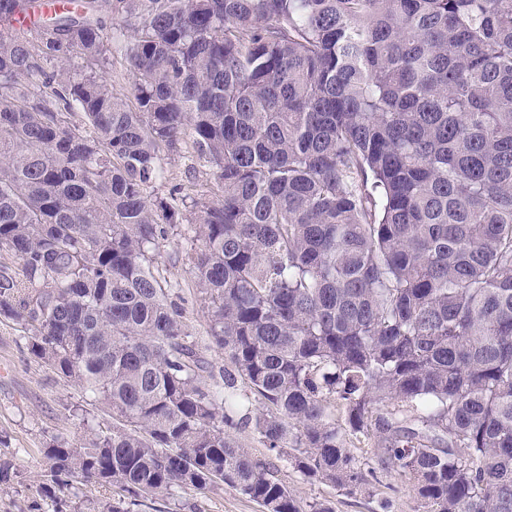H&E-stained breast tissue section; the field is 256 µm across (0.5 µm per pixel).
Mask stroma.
<instances>
[{"mask_svg": "<svg viewBox=\"0 0 512 512\" xmlns=\"http://www.w3.org/2000/svg\"><path fill=\"white\" fill-rule=\"evenodd\" d=\"M162 166V178L154 186L157 195H169L176 188L185 195H209L216 189L209 167L198 158L191 142L164 151ZM157 264L178 288L186 329L192 336L206 338L207 305L182 259L181 243L173 241L162 248ZM112 424L110 412L92 405L80 389L31 358L20 329L0 319V461H9L15 473L14 480L0 490V512H18L19 505L34 499L45 470L43 451L52 437L80 443L88 437V426L107 428ZM236 436L253 456L270 464L302 505L326 503L333 512H418L420 508L411 485L395 473H379L371 494L349 495L302 476L269 452L251 428L239 429ZM140 512H259V508L237 491L221 487L204 495L179 491L157 500L155 508L144 507Z\"/></svg>", "mask_w": 512, "mask_h": 512, "instance_id": "1", "label": "stroma"}]
</instances>
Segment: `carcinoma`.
I'll return each mask as SVG.
<instances>
[{"label":"carcinoma","instance_id":"cac0c4a2","mask_svg":"<svg viewBox=\"0 0 512 512\" xmlns=\"http://www.w3.org/2000/svg\"><path fill=\"white\" fill-rule=\"evenodd\" d=\"M184 140L217 193L151 194ZM185 232L212 387L155 265ZM0 318L116 419L50 441L32 509L222 485L332 512L250 425L349 494L380 469L423 512H512V0H0ZM103 77L112 85L113 93L127 99L129 104L133 102L130 95L132 76L124 60L115 58L112 61V67L103 74Z\"/></svg>","mask_w":512,"mask_h":512}]
</instances>
